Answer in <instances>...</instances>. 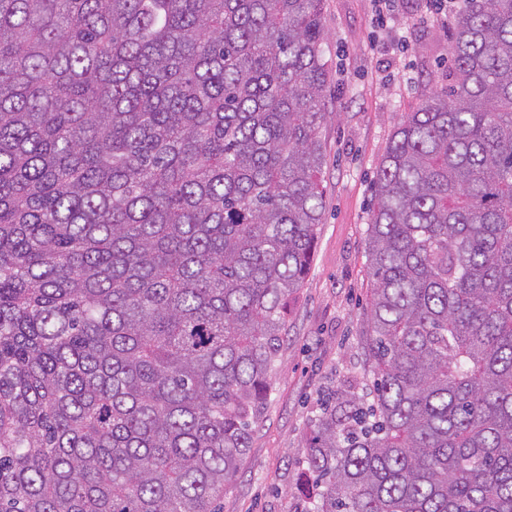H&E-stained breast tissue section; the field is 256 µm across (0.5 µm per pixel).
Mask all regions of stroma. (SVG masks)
Segmentation results:
<instances>
[{
	"instance_id": "35a3bbf8",
	"label": "stroma",
	"mask_w": 512,
	"mask_h": 512,
	"mask_svg": "<svg viewBox=\"0 0 512 512\" xmlns=\"http://www.w3.org/2000/svg\"><path fill=\"white\" fill-rule=\"evenodd\" d=\"M426 0H326L325 58L331 85L326 120L325 212L313 260L296 294L273 387L252 444L224 488L222 512H309L304 458L322 396L372 375L362 349L371 288L367 227L375 172L405 113L448 84L446 17Z\"/></svg>"
}]
</instances>
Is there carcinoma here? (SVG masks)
Segmentation results:
<instances>
[{"label": "carcinoma", "instance_id": "cac0c4a2", "mask_svg": "<svg viewBox=\"0 0 512 512\" xmlns=\"http://www.w3.org/2000/svg\"><path fill=\"white\" fill-rule=\"evenodd\" d=\"M325 0H0V512H217L325 205ZM391 135L314 512H512V0Z\"/></svg>", "mask_w": 512, "mask_h": 512}]
</instances>
